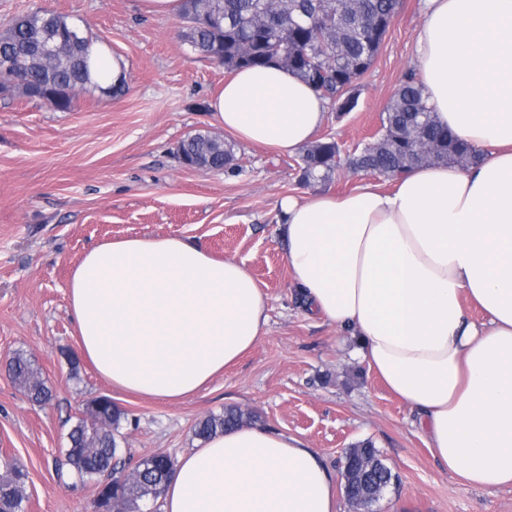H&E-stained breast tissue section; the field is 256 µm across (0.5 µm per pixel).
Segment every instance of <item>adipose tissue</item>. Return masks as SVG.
Instances as JSON below:
<instances>
[{"label":"adipose tissue","instance_id":"obj_1","mask_svg":"<svg viewBox=\"0 0 512 512\" xmlns=\"http://www.w3.org/2000/svg\"><path fill=\"white\" fill-rule=\"evenodd\" d=\"M423 17L414 54L428 103L480 162L284 198L279 231L308 310L351 330L432 457L470 486L512 488V0H423ZM209 110L238 140L291 155L326 103L271 65L235 72ZM68 293L96 371L167 401L206 389L268 320L243 263L178 236L96 245ZM343 483L305 439L240 426L179 457L162 512H339Z\"/></svg>","mask_w":512,"mask_h":512}]
</instances>
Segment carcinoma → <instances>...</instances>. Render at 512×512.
Wrapping results in <instances>:
<instances>
[{"instance_id":"cac0c4a2","label":"carcinoma","mask_w":512,"mask_h":512,"mask_svg":"<svg viewBox=\"0 0 512 512\" xmlns=\"http://www.w3.org/2000/svg\"><path fill=\"white\" fill-rule=\"evenodd\" d=\"M181 19L186 22L180 36L200 55L218 62L229 71L276 64L310 85L338 112L345 111V88L372 66L400 0H184ZM73 22L68 18L33 11L0 20V92H17L30 101L48 100L61 112L70 109L79 93L119 92L108 82L103 57L92 53L100 38L86 31L71 47ZM50 39L57 47L52 60L38 58L40 41ZM178 154L208 170L232 168L234 154L224 142L196 133L184 139ZM479 153L439 124L427 104L425 91L412 71L405 73L391 95L381 118V128L372 144L341 160L336 141L313 142L301 157L302 179L325 181L340 163L354 172L370 170L394 179L413 167L427 164H456L467 167ZM9 375L27 397L36 403L50 400V389L34 363L16 352L9 361ZM93 425L79 419L68 433L66 461L80 480L95 482L97 496L111 491L108 512H146L161 495L175 460L155 454L135 465L140 480L127 486L120 478L127 462L119 458L118 438L123 412L108 396L86 403ZM238 408L224 410L200 421L195 434L212 435L243 423ZM356 465L378 473L383 486L392 480L391 471L378 451L366 442L351 449ZM0 478V512H20L26 474L5 464ZM345 497L356 507L368 509L379 496L368 498L356 486H344Z\"/></svg>"}]
</instances>
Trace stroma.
Returning <instances> with one entry per match:
<instances>
[{"instance_id":"35a3bbf8","label":"stroma","mask_w":512,"mask_h":512,"mask_svg":"<svg viewBox=\"0 0 512 512\" xmlns=\"http://www.w3.org/2000/svg\"><path fill=\"white\" fill-rule=\"evenodd\" d=\"M421 4L401 0L374 64L354 84L356 109L326 110L317 135L343 154L373 140L394 89L415 70ZM38 8L81 21L129 67L123 95L82 93L66 112L0 93V465L27 475L22 512H93L92 485L58 468L71 425L101 395L125 414V456L180 457L198 445L199 420L234 406L253 411L259 427L303 437L335 471L347 448L372 441L393 479L371 512H512V488L467 485L432 458L411 411L353 358L355 338L310 315L291 282L280 200L390 181L343 168L309 183L300 155L233 141L208 108L229 73L181 39V19L143 14L139 0H0V19ZM199 131L233 142V168L182 165L178 146ZM144 235L187 238L243 262L266 299L255 347L207 389L174 402L116 390L88 360L73 367L64 356L78 339L73 268L103 241ZM18 351L39 365L48 403L11 380L7 363Z\"/></svg>"}]
</instances>
